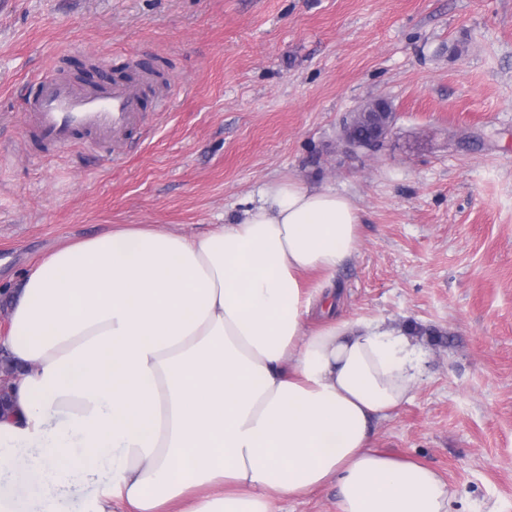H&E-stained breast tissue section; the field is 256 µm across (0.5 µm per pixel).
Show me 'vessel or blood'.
Listing matches in <instances>:
<instances>
[{
	"label": "vessel or blood",
	"mask_w": 512,
	"mask_h": 512,
	"mask_svg": "<svg viewBox=\"0 0 512 512\" xmlns=\"http://www.w3.org/2000/svg\"><path fill=\"white\" fill-rule=\"evenodd\" d=\"M151 89L144 77L92 88L46 77L28 100L23 118L38 142L47 148L66 147L82 134L122 144L139 124L140 102Z\"/></svg>",
	"instance_id": "1"
}]
</instances>
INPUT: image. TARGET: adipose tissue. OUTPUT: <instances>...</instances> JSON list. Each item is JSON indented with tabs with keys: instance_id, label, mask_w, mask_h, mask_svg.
<instances>
[{
	"instance_id": "1",
	"label": "adipose tissue",
	"mask_w": 512,
	"mask_h": 512,
	"mask_svg": "<svg viewBox=\"0 0 512 512\" xmlns=\"http://www.w3.org/2000/svg\"><path fill=\"white\" fill-rule=\"evenodd\" d=\"M346 195L291 180L201 236L114 227L22 278L0 416V512H59L100 469L86 512H275L334 481L339 512H450L423 464L378 452L374 429L411 398L409 336L364 318L307 320L356 252ZM109 477L101 473L87 479L81 480L75 485L62 491L59 499V505L65 512H82L87 503L99 496L106 488Z\"/></svg>"
}]
</instances>
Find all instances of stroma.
Masks as SVG:
<instances>
[{
  "label": "stroma",
  "instance_id": "1",
  "mask_svg": "<svg viewBox=\"0 0 512 512\" xmlns=\"http://www.w3.org/2000/svg\"><path fill=\"white\" fill-rule=\"evenodd\" d=\"M130 61L168 108L145 95L121 151L42 150L21 108L40 77L85 86ZM375 97L388 142L346 149ZM291 179L360 211L342 314L422 351L373 446L438 471L452 512H512V0H0V312L66 242L196 236ZM382 99H373L355 112L351 113L349 121L347 120L342 129V142L352 150H361L356 138L361 131L362 134L368 133L373 136H379L383 144L391 134L394 123V112H373L380 106ZM385 113L387 118H382V127L377 122L378 115ZM357 124V125H356ZM356 125V126H355ZM355 126V127H354Z\"/></svg>",
  "mask_w": 512,
  "mask_h": 512
}]
</instances>
